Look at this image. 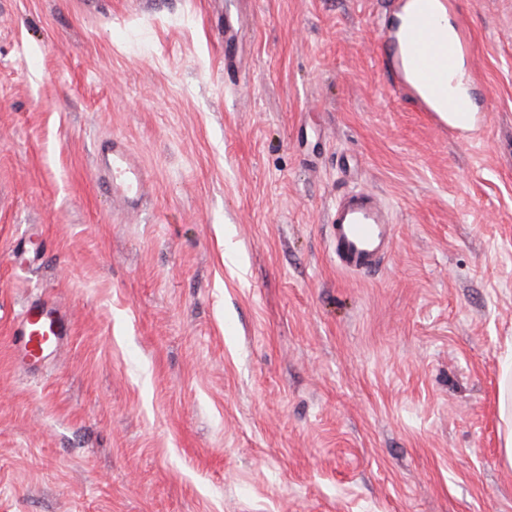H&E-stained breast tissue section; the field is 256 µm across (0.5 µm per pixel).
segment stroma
Returning a JSON list of instances; mask_svg holds the SVG:
<instances>
[{"instance_id":"obj_1","label":"stroma","mask_w":512,"mask_h":512,"mask_svg":"<svg viewBox=\"0 0 512 512\" xmlns=\"http://www.w3.org/2000/svg\"><path fill=\"white\" fill-rule=\"evenodd\" d=\"M453 3L458 132L390 90L391 0H0V512H512V0ZM359 189L395 245L349 274ZM32 302L71 332L25 365ZM101 156L105 161L98 180L112 196V203L123 209L137 208L152 182L149 172L121 142L106 144ZM331 250L347 272L373 269L390 248L395 224L380 199L365 191L344 194L330 216Z\"/></svg>"}]
</instances>
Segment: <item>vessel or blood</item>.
Listing matches in <instances>:
<instances>
[{"mask_svg": "<svg viewBox=\"0 0 512 512\" xmlns=\"http://www.w3.org/2000/svg\"><path fill=\"white\" fill-rule=\"evenodd\" d=\"M434 0H412L414 22L405 34H391L386 42L384 73L393 89L420 111L434 112L443 98L449 117L471 119L474 106L465 94L451 91L454 67L468 50L464 28L454 38L437 34ZM104 164L98 177L112 202L123 209L137 208L146 195L151 176L121 142L101 150ZM331 250L337 266L351 273L373 269L390 248L395 226L380 199L365 191L344 194L330 216ZM18 334L25 358L35 361L56 345L68 330L62 318L31 303L18 319Z\"/></svg>", "mask_w": 512, "mask_h": 512, "instance_id": "obj_1", "label": "vessel or blood"}]
</instances>
